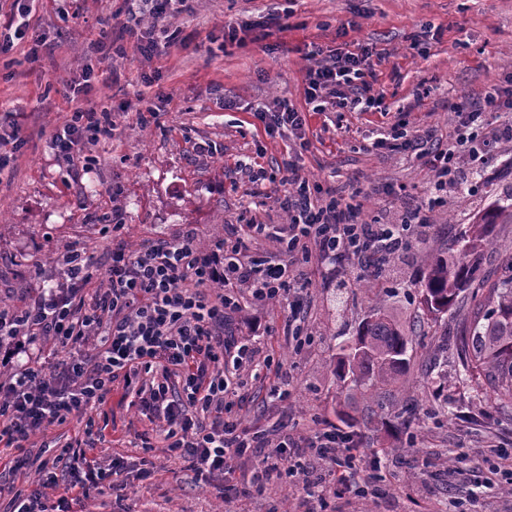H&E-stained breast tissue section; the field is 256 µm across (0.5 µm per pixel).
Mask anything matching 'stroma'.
Wrapping results in <instances>:
<instances>
[{"mask_svg": "<svg viewBox=\"0 0 512 512\" xmlns=\"http://www.w3.org/2000/svg\"><path fill=\"white\" fill-rule=\"evenodd\" d=\"M130 7L129 0H41L30 20L33 40L0 55V154L9 159L0 172V307L24 306L39 286L57 282L72 248L91 247L107 260L112 237L103 227L115 221L133 252L188 231L208 244L241 224L287 223L281 194L254 182L251 170H276L290 142L268 136L253 112L284 101L306 109L310 68L334 64L340 51L369 50L373 91L383 102L367 112L336 104L311 115L298 167L323 190L354 199L359 219L371 224L395 222L433 191L430 167L400 153L390 135L447 148L452 102L479 104L487 91L512 86V0H188L165 25L191 40L161 42L149 59L121 31L154 20ZM105 21L117 36L110 47L98 43ZM228 27L235 41L225 40ZM86 73L91 91L77 102L64 99L62 82ZM79 109L111 113L114 131L88 142L85 161L74 163L50 139ZM142 112L148 121H139ZM487 120L493 150L482 183L469 194L449 193L428 234L382 281V303L403 327L421 315L416 276L426 255L451 243L487 191L512 190V153L500 136L512 112ZM301 271L312 335L305 351L294 353L283 334L284 302L248 301L228 326L254 337L273 369L290 377L288 398L275 405L269 380L248 379L234 406L240 428L283 422L297 436L333 428L354 437L365 459L380 460L378 470L363 467V494L328 498L326 512H453L460 490L449 476L452 463L481 489L476 512H512V479L488 483L484 460L490 439L512 448V418L453 372L435 397L424 372L456 318L429 322L415 338L401 389L352 401L334 362L340 337L351 336L371 306L360 289L367 276L354 270L339 280L315 261ZM410 399L420 423L410 450L394 456L391 448L405 441L399 424ZM448 405L454 417L444 414ZM88 427L99 435L93 455L107 476L99 493L65 502L63 478H51L45 463ZM116 459L124 467L115 474ZM257 467L252 458L228 476L197 475L187 456L166 448L161 423L139 416L117 390L105 411H86L1 451L0 485L41 493L50 512H304L285 480L251 487ZM213 484L223 485V497L210 493Z\"/></svg>", "mask_w": 512, "mask_h": 512, "instance_id": "35a3bbf8", "label": "stroma"}]
</instances>
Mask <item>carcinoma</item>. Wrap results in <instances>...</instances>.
Listing matches in <instances>:
<instances>
[{
	"instance_id": "1",
	"label": "carcinoma",
	"mask_w": 512,
	"mask_h": 512,
	"mask_svg": "<svg viewBox=\"0 0 512 512\" xmlns=\"http://www.w3.org/2000/svg\"><path fill=\"white\" fill-rule=\"evenodd\" d=\"M499 224H512V190L492 196L466 225L449 251L430 256L418 275L420 304L437 319L448 314L458 319L453 337L464 379L478 381L485 400L500 413L512 416V262L494 280L482 274L484 249L495 245ZM477 288L470 309L462 314L455 305L460 293ZM375 298L355 333L340 345L336 374L349 390L369 399L401 384L410 368L412 334L380 306Z\"/></svg>"
}]
</instances>
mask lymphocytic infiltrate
Returning a JSON list of instances; mask_svg holds the SVG:
<instances>
[{"label": "lymphocytic infiltrate", "instance_id": "obj_1", "mask_svg": "<svg viewBox=\"0 0 512 512\" xmlns=\"http://www.w3.org/2000/svg\"><path fill=\"white\" fill-rule=\"evenodd\" d=\"M367 54L361 46L333 66L310 71L306 100L314 111H323L322 93L328 89L361 111L379 107L366 79ZM452 109L451 146L432 150L411 139L398 146L404 155L429 160L435 180L426 210L443 206L448 188L464 187L479 175L486 115L512 112V90H495L482 108L461 99ZM254 116L267 134L286 133L306 148L308 113L285 103ZM98 128L84 113H73L51 144L67 159H81ZM280 172V185L289 188L287 223L248 224L237 238L220 237L204 246L188 232L175 241L148 242L136 252L119 240L120 225L110 224L106 230L114 240L107 264L73 249L55 285L40 288L23 308L1 307L0 338L10 345L0 363L12 373L0 383V446L21 447L68 417L104 410L119 389L150 421L164 423L171 450L190 457L199 471L228 474L249 449L276 446L279 454L263 464L294 484L307 512H319L328 495L345 493L363 465L351 436L325 428L304 437L274 436L266 429L246 433L231 416L238 385L229 376L257 355L249 339L225 332L243 310L233 291L245 287L255 300H287L291 346L302 352L311 335L302 300L307 283L298 267L314 260L334 267L344 260L385 274L391 260L410 250L413 237L426 233V210H411L395 224H362L353 205L300 177L294 159H285ZM256 236L274 239L279 257L250 259L248 243ZM25 336L55 337L72 354L45 367L22 345ZM93 336L99 344L87 347ZM93 447L88 435L54 459V466L72 475L64 493L80 497L98 489L104 475L89 456Z\"/></svg>", "mask_w": 512, "mask_h": 512}]
</instances>
